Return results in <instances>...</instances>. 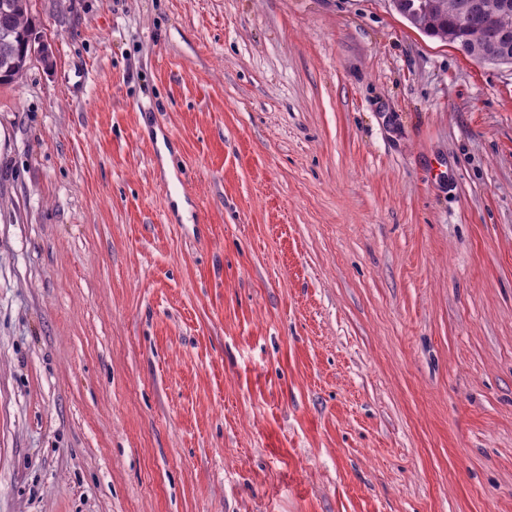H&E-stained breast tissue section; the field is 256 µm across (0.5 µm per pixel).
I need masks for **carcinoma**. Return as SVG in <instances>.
I'll use <instances>...</instances> for the list:
<instances>
[{
	"mask_svg": "<svg viewBox=\"0 0 512 512\" xmlns=\"http://www.w3.org/2000/svg\"><path fill=\"white\" fill-rule=\"evenodd\" d=\"M503 0H426L430 4L427 13L410 23L426 34L448 41V37L467 34L476 43L498 41L502 34L508 35L512 45V9H503ZM487 12L499 14V28L492 32L464 30L469 24ZM30 0L18 9L0 0V84L14 81V69L23 67L30 58L31 46L37 44Z\"/></svg>",
	"mask_w": 512,
	"mask_h": 512,
	"instance_id": "1",
	"label": "carcinoma"
}]
</instances>
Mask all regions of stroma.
<instances>
[{
  "label": "stroma",
  "mask_w": 512,
  "mask_h": 512,
  "mask_svg": "<svg viewBox=\"0 0 512 512\" xmlns=\"http://www.w3.org/2000/svg\"><path fill=\"white\" fill-rule=\"evenodd\" d=\"M32 4L0 512H512V66L391 0Z\"/></svg>",
  "instance_id": "35a3bbf8"
}]
</instances>
